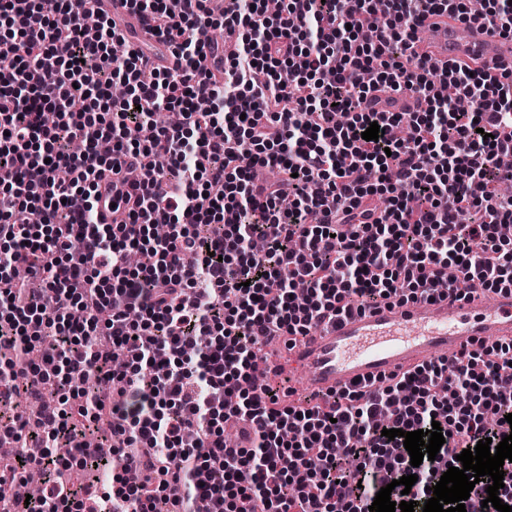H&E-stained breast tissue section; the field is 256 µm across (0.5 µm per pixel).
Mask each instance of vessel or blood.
I'll use <instances>...</instances> for the list:
<instances>
[{"instance_id": "obj_1", "label": "vessel or blood", "mask_w": 512, "mask_h": 512, "mask_svg": "<svg viewBox=\"0 0 512 512\" xmlns=\"http://www.w3.org/2000/svg\"><path fill=\"white\" fill-rule=\"evenodd\" d=\"M101 8L124 26L147 34L126 0H101ZM433 62L473 68L512 66V41L492 38L478 26H461L456 16H431L419 33ZM512 339V293L486 303L482 292L463 299L390 302L339 317L318 327L290 351L288 369L300 374L306 391L327 396L368 383L435 357L454 359L480 340Z\"/></svg>"}]
</instances>
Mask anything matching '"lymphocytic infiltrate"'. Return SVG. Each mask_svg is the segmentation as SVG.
I'll list each match as a JSON object with an SVG mask.
<instances>
[{
    "instance_id": "lymphocytic-infiltrate-1",
    "label": "lymphocytic infiltrate",
    "mask_w": 512,
    "mask_h": 512,
    "mask_svg": "<svg viewBox=\"0 0 512 512\" xmlns=\"http://www.w3.org/2000/svg\"><path fill=\"white\" fill-rule=\"evenodd\" d=\"M131 5L175 69L138 49L114 56L125 36L94 0H57L51 14L0 0V349L34 347L33 325L55 338L38 364L0 360V395L58 393L49 416L0 418L14 440L41 434L0 468V487L45 472L24 512H369L414 473L391 498L424 503L450 449L512 434V341L299 407L252 377L266 342L294 349L384 300L512 290L500 233L512 198L499 192L512 170L498 162L512 152V68H439L418 46L422 19L447 12L512 39V0ZM201 27L236 43L221 68L212 40L191 36ZM401 96L419 109L396 111ZM373 122L381 134L364 140ZM108 174L125 189L104 224ZM90 376L118 400L87 389ZM436 423L444 445L411 466L402 432ZM90 426L112 440V476L71 491L70 464L98 454L76 437ZM64 438L67 463L53 452Z\"/></svg>"
}]
</instances>
